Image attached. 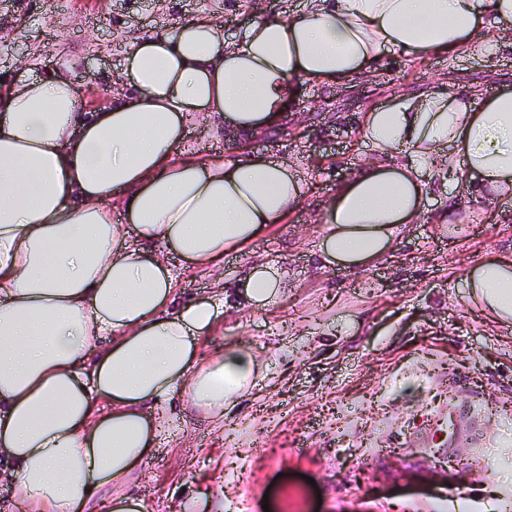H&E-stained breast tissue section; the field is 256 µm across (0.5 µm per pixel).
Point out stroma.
I'll use <instances>...</instances> for the list:
<instances>
[{
  "instance_id": "stroma-1",
  "label": "stroma",
  "mask_w": 512,
  "mask_h": 512,
  "mask_svg": "<svg viewBox=\"0 0 512 512\" xmlns=\"http://www.w3.org/2000/svg\"><path fill=\"white\" fill-rule=\"evenodd\" d=\"M301 0H0V82L62 72L79 106L121 94L134 36L171 31L209 14L240 35L256 9L289 15ZM454 81L495 93L512 83V47L483 56L389 55L350 87L300 84L283 127L248 139L205 125L188 140L202 156L257 153L291 161L311 186L304 205L217 273L186 268L175 253L181 298L231 286L259 261L286 273L266 311L226 306L200 341L203 357L238 350L261 365L223 424L176 409L173 429L136 478L141 512H182L211 495L219 512H482L481 488L512 497V324L488 323L464 304V270L512 260V202L457 205L437 172L418 224L372 268L321 267L320 203L377 155L361 136L363 112L426 85ZM460 439L448 445V425Z\"/></svg>"
}]
</instances>
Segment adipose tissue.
<instances>
[{"label":"adipose tissue","mask_w":512,"mask_h":512,"mask_svg":"<svg viewBox=\"0 0 512 512\" xmlns=\"http://www.w3.org/2000/svg\"><path fill=\"white\" fill-rule=\"evenodd\" d=\"M507 44L512 0H304L285 17L258 13L232 40L205 15L134 37L127 94L95 112L62 76L0 94V458L25 512H94L101 489L113 512H135L125 489L172 422L169 400L220 420L256 380L239 351L199 362L224 301L180 302L163 255L219 267L299 208L306 183L283 159L199 157L192 123L220 119L248 138L281 119L297 84L349 86L391 53L490 57ZM360 131L383 160L323 202L325 266L380 261L424 211L422 171L446 167L463 203L512 190L511 88L432 84L366 112ZM401 151L409 163L391 162ZM463 283L482 313L512 322V261ZM284 286L260 264L236 297L266 310Z\"/></svg>","instance_id":"ef3b65f1"}]
</instances>
